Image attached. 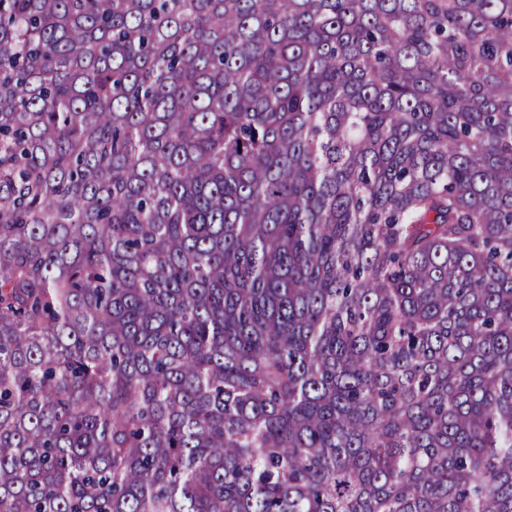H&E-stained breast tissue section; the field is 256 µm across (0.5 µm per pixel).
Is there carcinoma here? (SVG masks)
<instances>
[{
  "mask_svg": "<svg viewBox=\"0 0 512 512\" xmlns=\"http://www.w3.org/2000/svg\"><path fill=\"white\" fill-rule=\"evenodd\" d=\"M0 512H512V0H0Z\"/></svg>",
  "mask_w": 512,
  "mask_h": 512,
  "instance_id": "carcinoma-1",
  "label": "carcinoma"
}]
</instances>
